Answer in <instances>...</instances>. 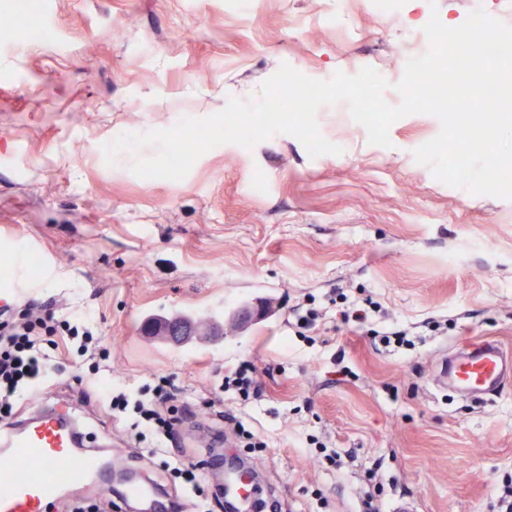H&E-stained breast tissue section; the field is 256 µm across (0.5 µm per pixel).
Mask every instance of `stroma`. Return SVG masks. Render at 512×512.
Listing matches in <instances>:
<instances>
[{
    "mask_svg": "<svg viewBox=\"0 0 512 512\" xmlns=\"http://www.w3.org/2000/svg\"><path fill=\"white\" fill-rule=\"evenodd\" d=\"M252 2L244 13L226 0H44L34 25L0 35V298L91 312L114 389L171 378L197 413L182 429L193 461L208 456L223 399L262 440L250 463L284 512H359L375 493L385 512L401 501L498 512L512 482V385L482 403L435 374L439 354L467 340L512 349V199L447 186L416 163L437 118L397 120L384 148L326 105L320 132L341 154L313 158L277 134L216 146L180 180L137 177L127 154L107 165L103 146L258 99L284 64L321 80L368 66L398 82L431 14L456 27L481 8L512 25V0H404L400 24L371 0H349L339 24L327 0ZM34 257L39 271L19 284ZM347 299L374 303L373 329L397 326L409 345L349 331ZM257 301L265 317L240 327L236 312ZM297 309L318 315L304 336ZM176 312L197 328L187 344L144 333ZM243 360L262 388L246 402L220 389ZM78 361L63 352L21 416L70 404L89 436L111 432L114 468L136 454L152 473L130 419L100 402L98 380H77ZM324 448L340 469L322 465Z\"/></svg>",
    "mask_w": 512,
    "mask_h": 512,
    "instance_id": "obj_1",
    "label": "stroma"
}]
</instances>
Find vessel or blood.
Instances as JSON below:
<instances>
[{"instance_id": "vessel-or-blood-1", "label": "vessel or blood", "mask_w": 512, "mask_h": 512, "mask_svg": "<svg viewBox=\"0 0 512 512\" xmlns=\"http://www.w3.org/2000/svg\"><path fill=\"white\" fill-rule=\"evenodd\" d=\"M437 374L450 391L490 400L512 382V351L493 341L472 342L441 360ZM76 433L66 410L48 406L0 434V512H46L49 501L72 486L108 482L97 455L79 450ZM125 496L146 501L150 512H171L147 480L130 484Z\"/></svg>"}]
</instances>
